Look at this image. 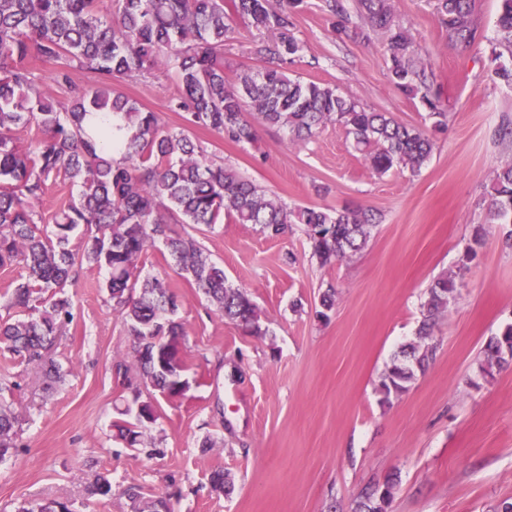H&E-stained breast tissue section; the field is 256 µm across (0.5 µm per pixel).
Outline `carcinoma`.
Here are the masks:
<instances>
[{
  "label": "carcinoma",
  "instance_id": "cac0c4a2",
  "mask_svg": "<svg viewBox=\"0 0 512 512\" xmlns=\"http://www.w3.org/2000/svg\"><path fill=\"white\" fill-rule=\"evenodd\" d=\"M302 0H112L108 15L97 0H0V267L22 269L3 294L24 317L0 321V346L15 358L60 377L51 357L57 336L73 319L68 294L85 264L108 273L104 288L130 337L128 359L116 374L131 389L132 402L113 423L127 447H147L158 416L152 398L172 399L190 388L180 349L181 305L165 279L141 276V258L157 239L184 277L224 319L258 329L255 305L231 284L224 267L199 242L181 236L173 224H255L270 237L305 226L312 257L331 265L361 251L376 227L371 210L291 207L267 194L237 170L216 163L186 130L168 128L116 85L155 66L175 73L179 94L171 107L194 127L233 142H252L254 122L285 130L292 141L314 137L336 123L352 136L354 149L378 174L420 172L434 142L425 130L397 121L388 112L365 109L329 83L292 77L288 65L302 45L294 15ZM491 79L512 87V0H498ZM361 23L351 24L344 0H323V12L340 38L387 34L391 83L419 100L444 126L446 109L433 93L431 74L410 31L393 20L389 0H358ZM448 42L467 50L477 40L474 0H436ZM241 22L258 35L250 54L258 66L243 65L230 78L224 71V41ZM55 64L52 82L65 93L59 101L35 82L29 63ZM77 73L86 81L74 80ZM34 128L38 136L21 145L14 131ZM63 179L79 187L77 198L59 209L52 228L41 225L34 202L48 182ZM486 223L512 224V161L494 172ZM82 241L72 244L77 230ZM455 277L443 275L421 303L417 342L394 357L382 376L384 399L406 393L436 351L435 327L455 302ZM488 366L512 363V324L486 344ZM149 400H141L142 391ZM17 417L0 399V460L16 447ZM215 494L229 493L222 470L210 474ZM398 486L391 475L366 487L354 512H388ZM132 512H173L170 498L128 490Z\"/></svg>",
  "mask_w": 512,
  "mask_h": 512
}]
</instances>
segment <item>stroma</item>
<instances>
[{
	"label": "stroma",
	"mask_w": 512,
	"mask_h": 512,
	"mask_svg": "<svg viewBox=\"0 0 512 512\" xmlns=\"http://www.w3.org/2000/svg\"><path fill=\"white\" fill-rule=\"evenodd\" d=\"M481 37L466 52L449 44L434 0H391L410 29L447 106L437 130L425 107L389 80L386 36L336 38L323 0L295 15L303 50L289 70L328 82L367 109L431 131L434 152L418 174H377L336 124L310 141L258 127L236 143L188 127L171 111L173 73L121 80L120 88L170 128L233 166L289 206L371 209L382 216L366 247L334 265L311 255L302 225L270 238L252 224H180L256 306L260 334L224 320L178 274L163 242L148 247L144 273L182 301V350L190 388L158 399L146 458L115 439L113 421L130 392L113 369L130 347L104 288L107 274L83 266L70 288L73 320L57 339L61 377L0 349V397L20 424L17 446L0 462V512L25 499L61 501L74 512H131L124 494L167 495L174 512H353L361 491L398 473L388 512H493L512 502V366L484 372L487 341L512 324V247L486 223L493 171L512 160L500 140L512 119V88L489 80L497 0H475ZM483 243L465 252L477 226ZM454 275L459 295L435 332L434 359L401 397L383 402L378 385L399 348L414 341L430 284ZM336 291L328 319L316 312ZM213 443L202 450L203 439ZM223 469L231 495L209 488ZM111 496L88 493L97 475Z\"/></svg>",
	"instance_id": "obj_1"
}]
</instances>
